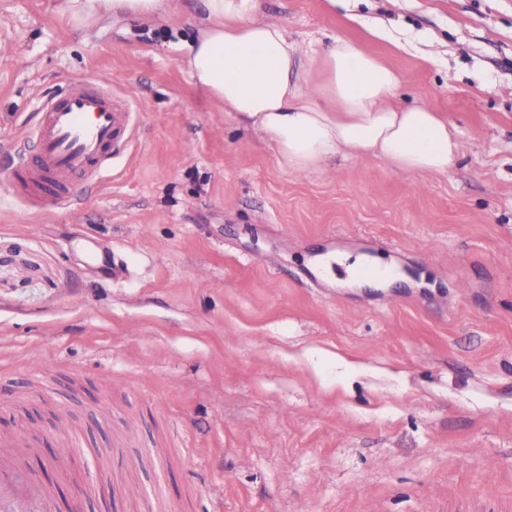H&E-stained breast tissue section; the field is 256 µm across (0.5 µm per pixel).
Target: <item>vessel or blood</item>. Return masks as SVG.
Here are the masks:
<instances>
[{
  "instance_id": "1",
  "label": "vessel or blood",
  "mask_w": 512,
  "mask_h": 512,
  "mask_svg": "<svg viewBox=\"0 0 512 512\" xmlns=\"http://www.w3.org/2000/svg\"><path fill=\"white\" fill-rule=\"evenodd\" d=\"M129 94H115L106 79L77 84L61 98L43 101L41 118L31 134L35 164L20 163L11 180L15 195L30 197L40 209H73L70 181L97 177L134 136ZM40 438L38 429L0 435V512H59L54 494L34 481L21 462Z\"/></svg>"
}]
</instances>
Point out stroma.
<instances>
[{"label":"stroma","instance_id":"obj_1","mask_svg":"<svg viewBox=\"0 0 512 512\" xmlns=\"http://www.w3.org/2000/svg\"><path fill=\"white\" fill-rule=\"evenodd\" d=\"M56 4L0 0V169L70 83L138 96L77 213L0 177V434L72 414L76 454L28 460L60 508L81 487L78 512H146L133 480L176 512H512V0H263L302 51L352 39L457 125L433 176L289 174L179 66L181 21Z\"/></svg>","mask_w":512,"mask_h":512}]
</instances>
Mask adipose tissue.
Wrapping results in <instances>:
<instances>
[{
  "instance_id": "1",
  "label": "adipose tissue",
  "mask_w": 512,
  "mask_h": 512,
  "mask_svg": "<svg viewBox=\"0 0 512 512\" xmlns=\"http://www.w3.org/2000/svg\"><path fill=\"white\" fill-rule=\"evenodd\" d=\"M205 23L185 44V66L215 102L267 134L288 172L373 156L393 170L447 173L464 153L454 124L396 96L395 71L348 38L320 44L301 66L283 25L257 21L261 0H204ZM80 25L127 16L169 22L174 0H61ZM323 81H316L313 69Z\"/></svg>"
}]
</instances>
